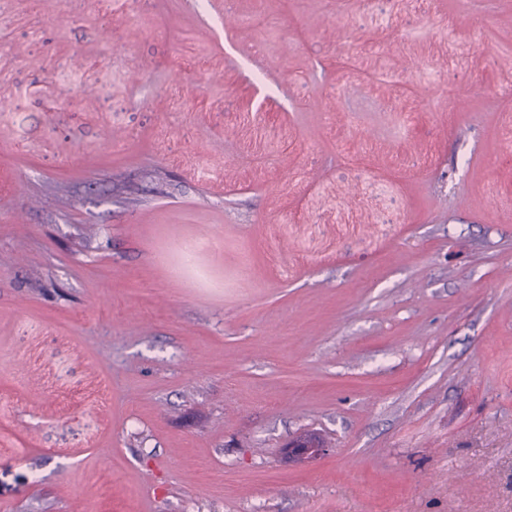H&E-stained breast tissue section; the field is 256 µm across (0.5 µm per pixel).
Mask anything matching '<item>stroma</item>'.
<instances>
[{"instance_id": "stroma-1", "label": "stroma", "mask_w": 512, "mask_h": 512, "mask_svg": "<svg viewBox=\"0 0 512 512\" xmlns=\"http://www.w3.org/2000/svg\"><path fill=\"white\" fill-rule=\"evenodd\" d=\"M0 512H512V0H0Z\"/></svg>"}]
</instances>
